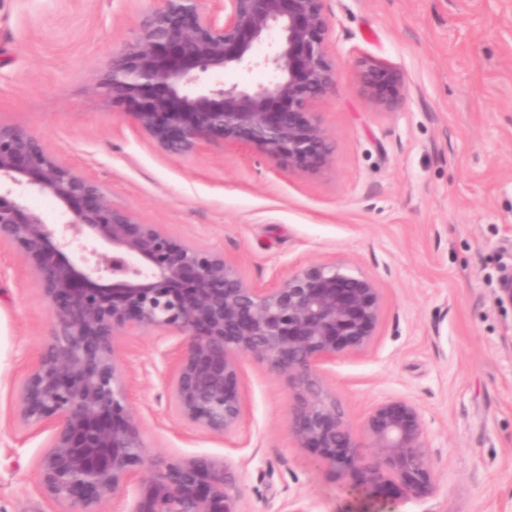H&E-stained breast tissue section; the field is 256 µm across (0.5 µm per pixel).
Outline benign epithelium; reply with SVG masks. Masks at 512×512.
Masks as SVG:
<instances>
[{
    "label": "benign epithelium",
    "mask_w": 512,
    "mask_h": 512,
    "mask_svg": "<svg viewBox=\"0 0 512 512\" xmlns=\"http://www.w3.org/2000/svg\"><path fill=\"white\" fill-rule=\"evenodd\" d=\"M153 2L102 82L140 134L173 156L222 140L251 145L290 171L329 164L328 134L313 111L336 84L325 0H210L208 9L201 0ZM254 67L270 73L267 83L208 81ZM358 85L379 108L400 102L402 77L387 65L364 66ZM35 194L58 204L61 228L28 203ZM2 241L49 302L52 331L22 381L16 412L34 432H49L40 488L66 512H95L110 497L126 502L124 512H241L222 463L193 457L145 466L119 354V341L142 329L182 337L169 394L181 418L209 434L230 436L243 420L242 359L285 378L293 393L288 432L345 480L343 512H389L403 494H435L415 404L381 402L356 430L325 380L336 358L373 342L381 298L372 277L311 264L258 287L224 253L140 222L108 202L95 176L0 123Z\"/></svg>",
    "instance_id": "obj_1"
}]
</instances>
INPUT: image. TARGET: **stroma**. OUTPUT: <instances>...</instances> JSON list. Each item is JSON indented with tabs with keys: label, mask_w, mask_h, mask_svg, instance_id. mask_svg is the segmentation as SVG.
I'll use <instances>...</instances> for the list:
<instances>
[{
	"label": "stroma",
	"mask_w": 512,
	"mask_h": 512,
	"mask_svg": "<svg viewBox=\"0 0 512 512\" xmlns=\"http://www.w3.org/2000/svg\"><path fill=\"white\" fill-rule=\"evenodd\" d=\"M152 0H0V122L93 173L114 206L224 253L261 287L297 266L372 277L382 308L370 348L340 358L329 387L352 425L390 398L425 424L437 492L395 512H512V0H326L336 85L319 99L331 159L313 173L216 141L159 150L100 88ZM399 70L402 98L375 108L360 61ZM51 332L36 279L0 246V512H64L39 488L43 437L15 416ZM181 336L146 329L123 345L129 403L148 461L204 456L238 479L242 512H343L342 480L288 432L286 381L241 363L245 413L223 439L169 399Z\"/></svg>",
	"instance_id": "obj_1"
}]
</instances>
